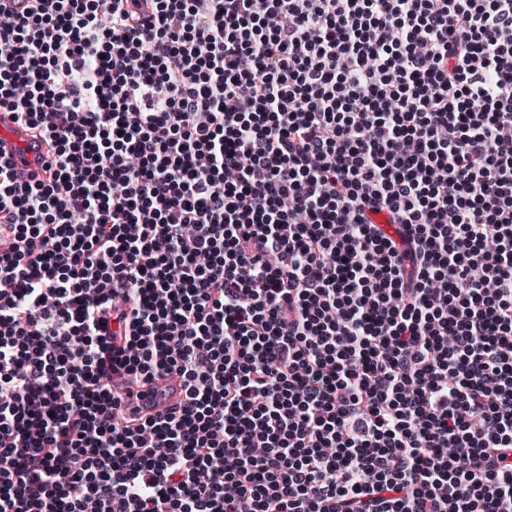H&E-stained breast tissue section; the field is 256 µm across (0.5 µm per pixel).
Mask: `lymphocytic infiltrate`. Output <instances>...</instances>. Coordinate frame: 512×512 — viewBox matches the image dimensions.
<instances>
[{"instance_id":"f902f5d3","label":"lymphocytic infiltrate","mask_w":512,"mask_h":512,"mask_svg":"<svg viewBox=\"0 0 512 512\" xmlns=\"http://www.w3.org/2000/svg\"><path fill=\"white\" fill-rule=\"evenodd\" d=\"M1 108L0 512H512V0H0ZM29 145H35V150H31ZM46 150V145L34 136V130L26 124H19L13 112L0 109V155L11 161L20 183L41 172Z\"/></svg>"}]
</instances>
